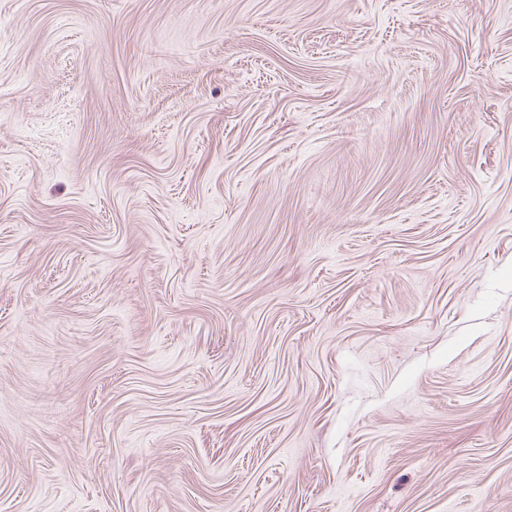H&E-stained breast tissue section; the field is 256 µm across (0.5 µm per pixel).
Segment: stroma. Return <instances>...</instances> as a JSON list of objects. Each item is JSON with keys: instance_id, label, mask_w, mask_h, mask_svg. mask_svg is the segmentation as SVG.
<instances>
[{"instance_id": "35a3bbf8", "label": "stroma", "mask_w": 512, "mask_h": 512, "mask_svg": "<svg viewBox=\"0 0 512 512\" xmlns=\"http://www.w3.org/2000/svg\"><path fill=\"white\" fill-rule=\"evenodd\" d=\"M0 512H512V0H0Z\"/></svg>"}]
</instances>
